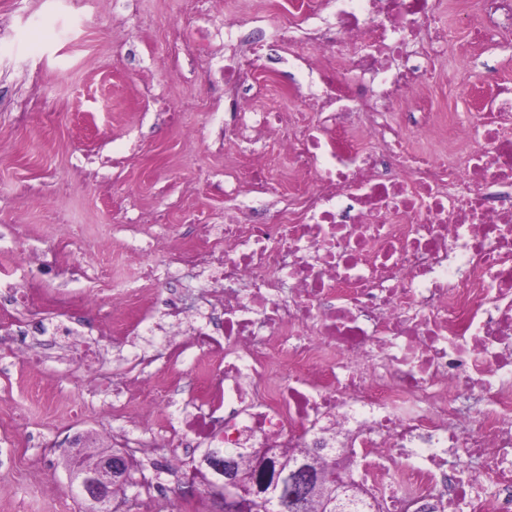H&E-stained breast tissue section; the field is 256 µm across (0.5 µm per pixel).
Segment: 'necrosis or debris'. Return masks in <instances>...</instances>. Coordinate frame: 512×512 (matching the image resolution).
Wrapping results in <instances>:
<instances>
[{
  "label": "necrosis or debris",
  "instance_id": "obj_1",
  "mask_svg": "<svg viewBox=\"0 0 512 512\" xmlns=\"http://www.w3.org/2000/svg\"><path fill=\"white\" fill-rule=\"evenodd\" d=\"M443 0H282L225 18L224 100L255 113L261 58L245 30L267 24L315 75L304 114L275 131L289 172L233 174L248 208L198 227L176 250L219 319L182 310L170 357L212 367L179 440L209 448H318L384 512L437 498L452 512H512V95L477 112H430L454 40ZM483 40L512 29V0H465ZM314 113L316 123L306 121ZM415 128L430 141L418 149ZM191 332H183V324Z\"/></svg>",
  "mask_w": 512,
  "mask_h": 512
}]
</instances>
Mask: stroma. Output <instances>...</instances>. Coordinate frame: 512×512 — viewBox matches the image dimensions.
I'll use <instances>...</instances> for the list:
<instances>
[{
  "label": "stroma",
  "instance_id": "35a3bbf8",
  "mask_svg": "<svg viewBox=\"0 0 512 512\" xmlns=\"http://www.w3.org/2000/svg\"><path fill=\"white\" fill-rule=\"evenodd\" d=\"M207 0H0V288L26 289L32 307H13L0 291V512H87L72 498L63 459L76 437L112 449L125 429L112 386L141 369L138 357L163 343L162 331L113 332L104 320L116 288H141L151 267L170 289L167 256L147 251L149 233L195 244L196 225L224 221V110L215 75L224 45L208 36ZM186 36L173 42L169 30ZM512 90V31L473 59L449 48L436 108L467 111L483 93V64ZM254 98L273 112L299 110L284 85L305 87L288 62L265 59ZM64 211L74 233L47 224ZM167 216L150 223L153 212ZM69 320L85 340H99L98 374L47 351L30 377L13 357L23 345L12 324ZM193 354L155 361L147 372L176 382L175 407L146 424L153 434L195 392ZM176 439L133 454L132 479L152 475L156 504L127 512H215L207 495L185 492L186 478L165 458Z\"/></svg>",
  "mask_w": 512,
  "mask_h": 512
}]
</instances>
